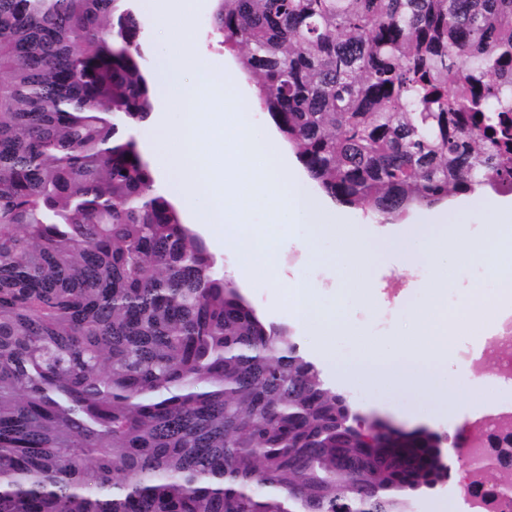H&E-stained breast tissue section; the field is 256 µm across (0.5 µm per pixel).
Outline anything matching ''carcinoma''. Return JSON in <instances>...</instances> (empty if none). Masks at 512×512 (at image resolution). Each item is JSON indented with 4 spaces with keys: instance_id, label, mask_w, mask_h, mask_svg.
<instances>
[{
    "instance_id": "obj_1",
    "label": "carcinoma",
    "mask_w": 512,
    "mask_h": 512,
    "mask_svg": "<svg viewBox=\"0 0 512 512\" xmlns=\"http://www.w3.org/2000/svg\"><path fill=\"white\" fill-rule=\"evenodd\" d=\"M333 201L512 191V0H215ZM133 0H0V512H412L442 435L372 447L156 185Z\"/></svg>"
}]
</instances>
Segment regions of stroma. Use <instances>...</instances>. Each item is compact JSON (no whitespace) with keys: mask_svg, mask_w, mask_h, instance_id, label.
<instances>
[{"mask_svg":"<svg viewBox=\"0 0 512 512\" xmlns=\"http://www.w3.org/2000/svg\"><path fill=\"white\" fill-rule=\"evenodd\" d=\"M214 6V0H197L191 50L216 70L234 73L239 97L255 129L271 143H278L270 115L258 105L255 85L240 75L236 59L225 51L220 35L210 25ZM497 198L511 203L512 193L478 189L430 207L412 208L397 223L380 219L368 208L344 206L340 212L353 223L377 234L393 231L400 224L436 227L460 219L465 220L469 228L481 229L495 222L493 213L484 207L485 201ZM302 235L303 230L299 227L281 234L274 263L282 282H289L295 275H303L316 291L320 305L341 304L342 327L330 336L327 354H320L316 337L310 336L292 308L276 301L271 285L235 280L237 288L242 290L265 322L290 327L301 348L321 369L329 386L346 393L360 410L377 412L411 429L425 426L442 435H454L460 421L467 419L482 399L492 396V389L473 383L442 397L435 396L431 388L419 384L394 391L348 378L342 367L358 359L363 344L407 335L409 324L406 314L427 306L429 289L438 292L442 316L437 325L443 330L454 327L457 314L466 307L472 287H480L490 302H497L500 284L492 277L487 263L477 259L466 261L455 276L446 280L432 256L408 262L400 254L386 253L373 265L372 280L376 289L372 303L364 306L345 297V285L336 277V266L343 249L339 239H322L318 260L312 261L301 255L297 264H289L288 254L299 250ZM449 466V479L420 495L414 503V512H465L463 471L457 461H450Z\"/></svg>","mask_w":512,"mask_h":512,"instance_id":"stroma-1","label":"stroma"}]
</instances>
